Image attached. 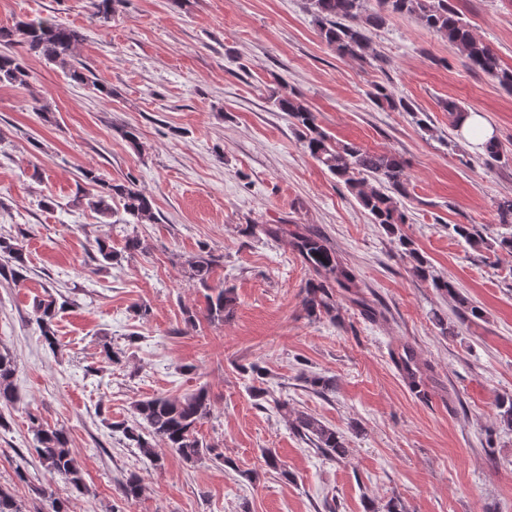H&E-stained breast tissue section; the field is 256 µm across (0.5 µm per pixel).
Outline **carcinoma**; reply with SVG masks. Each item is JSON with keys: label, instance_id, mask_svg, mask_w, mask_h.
<instances>
[{"label": "carcinoma", "instance_id": "carcinoma-1", "mask_svg": "<svg viewBox=\"0 0 512 512\" xmlns=\"http://www.w3.org/2000/svg\"><path fill=\"white\" fill-rule=\"evenodd\" d=\"M308 12L316 26L320 39L341 57L363 59L369 49L368 31L383 25L395 15L414 16L424 27L445 38L464 56L468 65L512 89V69L502 66L497 53L472 33L470 25L451 3V0H375V8L368 12L365 0H306ZM120 0H88L92 15L106 25L112 21ZM84 40L77 28L66 26L50 18L21 21L12 27L0 26V46L5 48L19 44L26 53L53 63L67 70L69 77L81 84L89 82L88 76L71 64L76 47ZM25 69L13 53L0 52V83H22ZM370 99L392 110L412 111L411 104L397 97L381 85L373 86ZM273 105L288 115L300 132L302 146L313 159L325 166L330 173L344 182L351 195L369 212L373 223L381 224L390 233L407 221V215L399 206L398 198L408 193L409 179L406 162L387 153H379L353 142L333 139L320 129L316 116L301 98L291 93L273 98ZM443 109L451 118V125H461L468 110L455 101L443 103ZM82 180L92 191L78 190L76 204L86 207L103 218L113 214L112 203H122L124 212L134 224H152L156 220L153 202L131 180H106L92 169L82 170ZM374 182L376 186L368 187ZM249 230L276 242H285L312 272L315 279L306 285L303 299L306 314L317 319L325 314L333 316L340 295L353 305L369 312L368 304L359 293L354 272L336 251L329 248L324 238L302 225L291 230L285 224H251ZM452 232L464 239L471 247L489 252L512 250V236L488 240L472 224H454ZM402 258L423 279L432 281L435 288L455 298V313L461 322H472L483 317L480 308L457 293L453 284L430 273L413 242L399 237ZM141 248L138 236L125 240L124 250L117 251L106 241L97 242L94 271H106L119 263L124 255ZM216 259L203 251L189 263L190 278L205 291L206 317L222 323L234 315L236 298L229 288L210 285ZM28 259L21 240L0 235V280L17 284L26 279ZM70 305L62 293L45 290L42 299L34 304L35 321L44 343L52 350L58 347L56 320ZM395 362L404 379L413 386L419 385L422 375L412 351L404 348L397 353ZM17 373L15 357L0 350V406L12 405L18 399L14 385ZM253 397L269 400L278 412L289 418L291 428L309 440L324 456L332 460L347 459L343 435L315 416L304 412H292L288 400L273 396L267 389H255ZM134 420L110 425L123 434L132 447L153 462H160L156 448L160 442L186 462H195L206 456L232 465V461L216 451L215 447L198 437V426L212 414V404L206 389L200 388L181 397L155 395L133 404ZM34 450L44 468L64 479L78 494L88 492L82 471L68 446L63 431L46 428L32 419ZM145 490L143 480L136 474L127 476L120 484V491L128 502L140 498Z\"/></svg>", "mask_w": 512, "mask_h": 512}]
</instances>
